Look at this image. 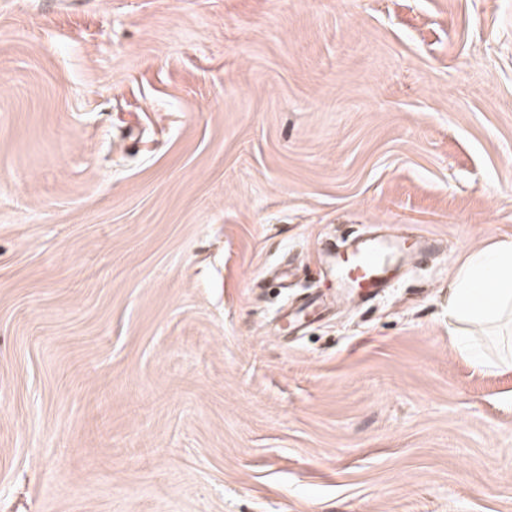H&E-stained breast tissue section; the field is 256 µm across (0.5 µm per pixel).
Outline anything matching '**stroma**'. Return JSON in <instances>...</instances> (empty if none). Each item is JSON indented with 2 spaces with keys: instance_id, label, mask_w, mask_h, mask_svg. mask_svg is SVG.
Listing matches in <instances>:
<instances>
[{
  "instance_id": "35a3bbf8",
  "label": "stroma",
  "mask_w": 512,
  "mask_h": 512,
  "mask_svg": "<svg viewBox=\"0 0 512 512\" xmlns=\"http://www.w3.org/2000/svg\"><path fill=\"white\" fill-rule=\"evenodd\" d=\"M502 240L512 0H0V512H512ZM397 251H403L401 243L393 245L384 239H366L343 251L330 252L328 265L338 288L371 300L392 287L389 272ZM491 285L492 288H482ZM448 319L512 325V241L470 251L448 285Z\"/></svg>"
}]
</instances>
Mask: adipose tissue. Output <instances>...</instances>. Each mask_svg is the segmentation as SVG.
<instances>
[{"label": "adipose tissue", "instance_id": "obj_1", "mask_svg": "<svg viewBox=\"0 0 512 512\" xmlns=\"http://www.w3.org/2000/svg\"><path fill=\"white\" fill-rule=\"evenodd\" d=\"M448 318L495 328L512 322V241L470 251L448 286Z\"/></svg>", "mask_w": 512, "mask_h": 512}]
</instances>
